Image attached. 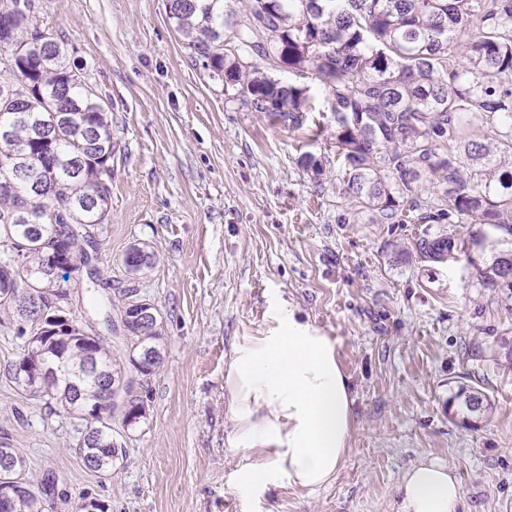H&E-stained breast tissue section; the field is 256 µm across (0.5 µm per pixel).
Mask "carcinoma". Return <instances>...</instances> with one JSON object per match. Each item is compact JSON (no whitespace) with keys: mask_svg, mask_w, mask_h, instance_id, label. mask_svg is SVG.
Segmentation results:
<instances>
[{"mask_svg":"<svg viewBox=\"0 0 512 512\" xmlns=\"http://www.w3.org/2000/svg\"><path fill=\"white\" fill-rule=\"evenodd\" d=\"M166 0V14L208 76L232 98L265 112L290 131L319 112L307 80L327 93L336 118V163L343 194L372 212L377 224L427 220L477 224L461 239L451 231L414 244L428 262L463 253L490 254L473 264L482 288L512 290V0ZM35 0H0V324L26 317L29 290L53 307L68 296L74 268L62 260L73 229L107 221L112 181V118L70 60L66 43L36 22ZM295 76L284 83L270 72ZM434 180V198L419 199L418 182ZM157 253L129 246L125 298L154 269ZM132 340L129 364L142 377L163 361L159 312L137 321L123 310ZM0 378L24 392L60 401L80 434L86 468L112 474L125 444L112 435V415L136 429L147 419L126 370L100 337L74 320L35 325L27 352L0 366ZM119 392L112 391L113 386ZM472 415L490 407L479 389L461 387ZM46 482L0 499V512H41Z\"/></svg>","mask_w":512,"mask_h":512,"instance_id":"carcinoma-1","label":"carcinoma"}]
</instances>
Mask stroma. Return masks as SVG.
Segmentation results:
<instances>
[{
    "label": "stroma",
    "instance_id": "1",
    "mask_svg": "<svg viewBox=\"0 0 512 512\" xmlns=\"http://www.w3.org/2000/svg\"><path fill=\"white\" fill-rule=\"evenodd\" d=\"M37 20L60 33L108 103L112 183L96 235L102 301L73 316L117 357L123 331L122 259L134 242L158 254L141 294L163 317L164 360L134 387L147 418L129 432L111 475L75 452L70 416L0 379V434L25 458L34 486L55 481L42 512H400L398 486L422 459L461 482V512H512V303L474 285L465 257L432 263L415 251L436 224H376L352 213L336 178L331 112L316 141L242 108L210 79L173 30L165 0H36ZM321 158L320 176L298 159ZM287 301L338 343L353 393L350 450L315 492L281 486L251 495L237 483L225 371L243 337ZM479 388L491 413L449 406L450 391Z\"/></svg>",
    "mask_w": 512,
    "mask_h": 512
}]
</instances>
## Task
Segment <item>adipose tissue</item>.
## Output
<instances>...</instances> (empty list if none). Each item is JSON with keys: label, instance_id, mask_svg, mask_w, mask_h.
<instances>
[{"label": "adipose tissue", "instance_id": "1", "mask_svg": "<svg viewBox=\"0 0 512 512\" xmlns=\"http://www.w3.org/2000/svg\"><path fill=\"white\" fill-rule=\"evenodd\" d=\"M225 384L243 487L314 491L336 476L353 425L336 339L281 303L263 332L239 343ZM398 491L402 512H459L463 499L452 470L434 459L407 470Z\"/></svg>", "mask_w": 512, "mask_h": 512}]
</instances>
